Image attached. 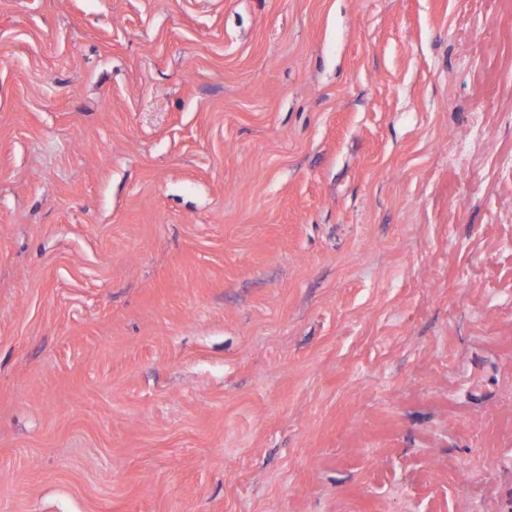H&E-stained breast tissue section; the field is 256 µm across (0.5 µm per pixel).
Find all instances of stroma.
<instances>
[{
  "label": "stroma",
  "mask_w": 512,
  "mask_h": 512,
  "mask_svg": "<svg viewBox=\"0 0 512 512\" xmlns=\"http://www.w3.org/2000/svg\"><path fill=\"white\" fill-rule=\"evenodd\" d=\"M512 0H0V512H512Z\"/></svg>",
  "instance_id": "35a3bbf8"
}]
</instances>
